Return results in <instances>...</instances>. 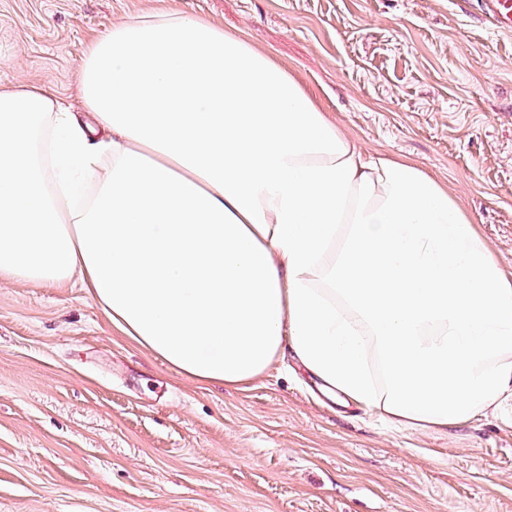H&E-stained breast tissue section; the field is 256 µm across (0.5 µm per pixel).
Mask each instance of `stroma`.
<instances>
[{
    "label": "stroma",
    "mask_w": 512,
    "mask_h": 512,
    "mask_svg": "<svg viewBox=\"0 0 512 512\" xmlns=\"http://www.w3.org/2000/svg\"><path fill=\"white\" fill-rule=\"evenodd\" d=\"M170 6L287 67L363 155L445 182L512 268V34L465 0H0V86L74 99L91 39ZM0 512H512V420L391 430L290 356L200 383L79 285L0 279Z\"/></svg>",
    "instance_id": "stroma-1"
}]
</instances>
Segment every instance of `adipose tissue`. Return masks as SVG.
I'll use <instances>...</instances> for the list:
<instances>
[{
    "instance_id": "ef3b65f1",
    "label": "adipose tissue",
    "mask_w": 512,
    "mask_h": 512,
    "mask_svg": "<svg viewBox=\"0 0 512 512\" xmlns=\"http://www.w3.org/2000/svg\"><path fill=\"white\" fill-rule=\"evenodd\" d=\"M85 124L0 89V279H79L178 374L243 387L291 351L393 426L512 408V270L447 187L364 157L272 57L178 10L80 62Z\"/></svg>"
}]
</instances>
